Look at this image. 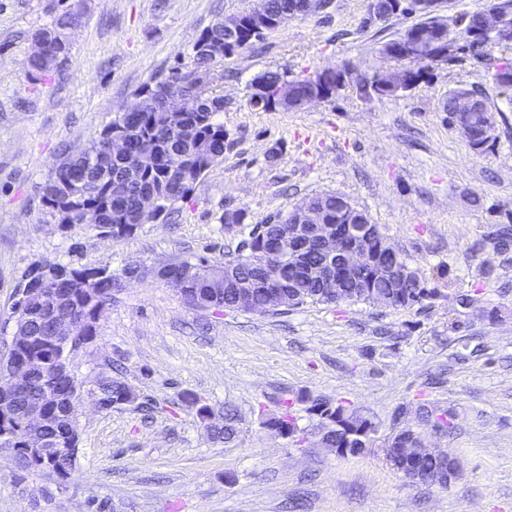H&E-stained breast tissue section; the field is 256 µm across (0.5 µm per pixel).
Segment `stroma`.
<instances>
[{
    "label": "stroma",
    "mask_w": 512,
    "mask_h": 512,
    "mask_svg": "<svg viewBox=\"0 0 512 512\" xmlns=\"http://www.w3.org/2000/svg\"><path fill=\"white\" fill-rule=\"evenodd\" d=\"M366 4L330 0L217 64L223 161L166 221L112 240L88 224L55 223L42 203L46 181L143 84L186 58L201 30L254 0H80L69 54L38 89L24 73L31 35L62 0H0V315L36 262L116 272L136 260L224 262L242 238L225 231V211L262 224L324 192L366 212L427 287H452L421 311L307 303L251 313L199 310L163 281L131 282L71 365L89 383L120 367L154 412L85 408L63 486L19 475L0 453V512H286L296 497L301 512H512V247L486 242L512 225V90L487 87L498 138L480 155L443 110L448 90L485 79L468 58L433 64L428 83L395 98L368 102L348 89L292 111L247 103L249 83L266 70L293 78L343 63L361 73L384 67L380 45L406 21L360 29ZM459 294L474 304L459 306ZM452 316L464 343L448 337ZM188 392L236 409L232 442L212 440ZM307 395L368 418L374 445L327 452ZM287 404L298 431L272 435L264 423ZM423 404L456 413L452 433H426L461 464L445 488L407 481L382 448L418 424Z\"/></svg>",
    "instance_id": "35a3bbf8"
}]
</instances>
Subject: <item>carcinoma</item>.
<instances>
[{
  "label": "carcinoma",
  "mask_w": 512,
  "mask_h": 512,
  "mask_svg": "<svg viewBox=\"0 0 512 512\" xmlns=\"http://www.w3.org/2000/svg\"><path fill=\"white\" fill-rule=\"evenodd\" d=\"M258 2L272 16L286 13L295 17L302 15L301 0ZM486 10L496 11L502 23L512 26V0H487ZM401 16L412 17L414 22L381 44V57L392 64V68L388 70L373 72V75L379 76L383 81H393L398 73L411 65L428 66L423 61L426 47L416 41L413 33L432 24L433 20L404 12ZM81 19L80 5L73 3L35 33L46 45V56L31 63L34 70L32 84L41 83L47 73L57 68V57L67 56L69 44L64 41V34L81 24ZM230 37L232 34L224 30L222 21L203 29L197 40L203 42L207 50L198 51L193 47L187 61L172 68L167 76L151 78L142 86L148 94L144 96L138 93L135 96L137 110H120L99 131V134L106 135L118 123L128 134L129 153L124 158L112 159L107 171H102L100 167L86 166L82 161L81 150L68 156V166L56 168L44 186L42 201L46 213L54 219L68 205L73 210L91 206L99 214V224L95 225L97 231L112 237L125 238L134 233L135 226L143 224L139 211L142 194L168 196L174 191L180 194L179 200L189 199L196 184L224 156V123L217 119L219 113L224 111V97H217L203 109L184 113V123L194 130L190 139H180L172 134L167 123V111L161 106L160 100L165 91H178L191 84L196 74L214 71V58H226L224 41ZM495 50L505 54L512 51V43H499L494 49L486 51L490 67L487 74L497 86L499 82L496 72L512 70V60L505 61L501 57H494ZM283 81L282 73L270 70L253 79L264 90L268 101L274 98ZM325 81L335 84L336 95L350 88L366 101L382 99L387 95L397 97L401 94V91L393 90L385 95L375 84L356 78L338 82L336 76L329 73L325 74ZM466 93L487 98L486 88L481 83L469 88L453 89L448 91L444 110L452 111L459 97ZM482 119L480 112H469L466 115L468 147L476 154H482L489 149V146L483 144ZM146 156L151 158L152 164L141 177L133 181L126 179L128 167ZM306 200L320 209L330 224L348 225L352 229L368 231L374 228L365 213L354 207L344 206L341 196L337 194H318L308 196ZM287 219L288 215L280 214L272 223L251 225L247 239L254 242L253 252L238 255L230 261L231 267L244 280L264 272L271 276H287L288 282L283 289V311L305 303L339 305L349 298L355 302L374 303L394 310L415 307L421 309L426 306V301L439 294L438 289L425 286L419 272L409 265L401 252L383 248L382 239L370 234L361 235L356 238V242L363 250L372 254L371 263L364 267L359 278L341 280L339 288H327L312 276L311 269L320 265L324 259V255L314 245L299 255L297 269L290 273L288 259L292 254V240L288 237ZM168 267L169 273L174 275L184 269L190 271L192 286L197 288L193 297L195 307L217 311L235 308L236 297L233 289L223 287L217 292L214 291L215 279L224 277V264H212L205 258L193 256L172 262ZM57 268L63 271L59 281L61 288L70 287L71 278L76 275L85 279L84 288L89 295L107 298L114 288V276L107 273L105 266L69 269L59 264ZM71 305L79 307V316L85 320L83 335L89 341L94 340L97 336L98 316L91 309H83L84 300L81 296L71 301ZM27 335L31 336L27 346L28 353L42 361L35 370L41 392L32 394L30 401L38 400L42 392L49 391L64 399L68 394L81 390L85 385L84 380L75 374L67 375L58 370V366L68 360L70 349L63 345L54 347L44 341V337L50 335L47 323L36 315H31L28 319ZM96 386L97 392L111 401L114 408L131 406L138 399L135 390L120 377L104 374L99 377ZM186 401L196 408V415L211 427L217 440L230 442L237 437V418L233 410L226 408L224 414L220 415L195 397L189 396ZM49 405L52 411L51 441L56 443L55 449L45 456L27 452L23 447V431L17 422L6 429L7 439L3 444L16 449L13 462L17 470L24 473L41 472L54 479L72 470L76 459L70 457V445L67 444V441L73 439L70 435L72 422L67 415L58 412L56 403L51 401ZM310 411L326 428V447L345 448L347 453L355 455L371 445V439L361 436V433L375 432L372 423L348 411L342 404L314 399L311 401ZM419 418L420 422L430 423L445 431L453 428L454 414L450 410L440 411L424 406L420 408ZM266 426L276 434L295 433V422L288 410L269 418ZM417 464L426 485L436 477L441 480L447 478L448 457L442 453L423 452Z\"/></svg>",
  "instance_id": "carcinoma-1"
}]
</instances>
